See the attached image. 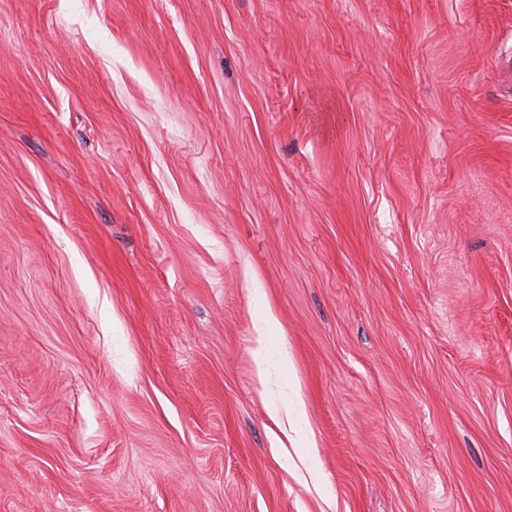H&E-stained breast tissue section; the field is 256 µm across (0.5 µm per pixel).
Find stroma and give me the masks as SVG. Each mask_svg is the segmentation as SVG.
Masks as SVG:
<instances>
[{
	"label": "stroma",
	"mask_w": 512,
	"mask_h": 512,
	"mask_svg": "<svg viewBox=\"0 0 512 512\" xmlns=\"http://www.w3.org/2000/svg\"><path fill=\"white\" fill-rule=\"evenodd\" d=\"M0 512H512V0H0Z\"/></svg>",
	"instance_id": "obj_1"
}]
</instances>
